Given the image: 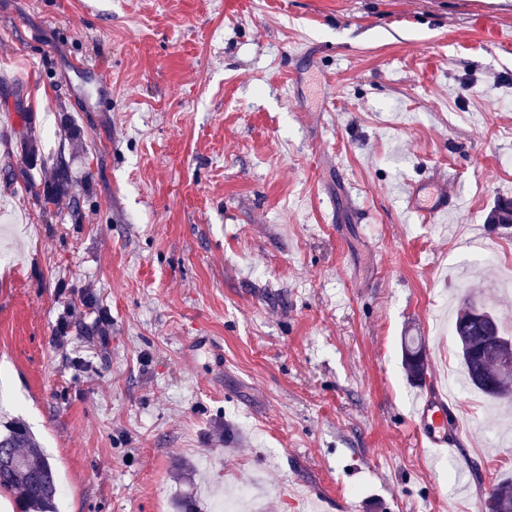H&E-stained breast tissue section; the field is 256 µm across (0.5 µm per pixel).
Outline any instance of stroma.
Returning <instances> with one entry per match:
<instances>
[{"mask_svg":"<svg viewBox=\"0 0 512 512\" xmlns=\"http://www.w3.org/2000/svg\"><path fill=\"white\" fill-rule=\"evenodd\" d=\"M22 108L71 164L45 207ZM430 179L439 224L402 202ZM505 200L512 2L0 0V420L59 512H470L512 430L458 386L471 428L431 460L401 339L442 389L462 297L512 326ZM426 351L422 341L414 337H404L402 340V356L404 367L408 373V377L413 382H422L426 372L427 363L419 358V355Z\"/></svg>","mask_w":512,"mask_h":512,"instance_id":"stroma-1","label":"stroma"}]
</instances>
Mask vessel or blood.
Wrapping results in <instances>:
<instances>
[{
    "label": "vessel or blood",
    "mask_w": 512,
    "mask_h": 512,
    "mask_svg": "<svg viewBox=\"0 0 512 512\" xmlns=\"http://www.w3.org/2000/svg\"><path fill=\"white\" fill-rule=\"evenodd\" d=\"M405 203L411 212L426 222H433L452 207L448 193L440 183L410 185L405 193ZM419 444L425 448L444 449L459 440L458 417L447 398L434 389H427L415 410Z\"/></svg>",
    "instance_id": "vessel-or-blood-1"
}]
</instances>
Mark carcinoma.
<instances>
[{"label":"carcinoma","mask_w":512,"mask_h":512,"mask_svg":"<svg viewBox=\"0 0 512 512\" xmlns=\"http://www.w3.org/2000/svg\"><path fill=\"white\" fill-rule=\"evenodd\" d=\"M20 116L27 129L20 145L28 165L47 166V161L39 157L32 114L22 112ZM51 176L44 190L47 204L60 198L70 186L69 165L63 156L53 159ZM472 305L474 302L470 300L463 302L453 325L466 383L492 400H511L512 370L502 369L498 358L501 350L512 341L489 310L484 321H467V310ZM423 351L425 346L418 339L408 336L402 340L404 367L413 382L423 381L426 372V362L419 358ZM1 453L8 454L13 465L0 467V495H17L21 512H55L58 488L53 469L29 430L19 424L5 429L0 434ZM488 496L496 502L493 512H512V480L497 485Z\"/></svg>","instance_id":"1"}]
</instances>
